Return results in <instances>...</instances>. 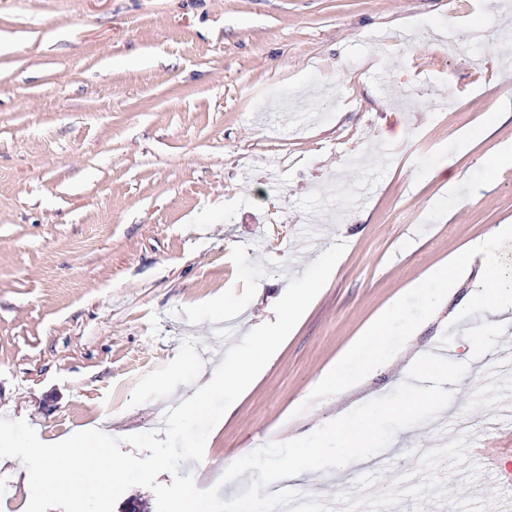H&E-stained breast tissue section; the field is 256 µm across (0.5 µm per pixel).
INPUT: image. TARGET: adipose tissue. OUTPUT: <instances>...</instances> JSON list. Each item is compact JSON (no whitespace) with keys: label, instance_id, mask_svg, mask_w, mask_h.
<instances>
[{"label":"adipose tissue","instance_id":"adipose-tissue-1","mask_svg":"<svg viewBox=\"0 0 512 512\" xmlns=\"http://www.w3.org/2000/svg\"><path fill=\"white\" fill-rule=\"evenodd\" d=\"M451 365V358L433 353L425 355L407 368L401 381V397L396 405H389L385 399L379 398L363 413L341 416L333 434L339 457L361 466L369 460L367 450L372 443L381 440L386 447H394L396 435L383 434L380 428L381 419L389 413L404 415L419 408H428L438 413L447 412L452 404L447 393L424 386L422 380L428 375L447 374Z\"/></svg>","mask_w":512,"mask_h":512}]
</instances>
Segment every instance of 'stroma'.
<instances>
[{"instance_id": "35a3bbf8", "label": "stroma", "mask_w": 512, "mask_h": 512, "mask_svg": "<svg viewBox=\"0 0 512 512\" xmlns=\"http://www.w3.org/2000/svg\"><path fill=\"white\" fill-rule=\"evenodd\" d=\"M512 0H0V416L43 440L164 429L226 349L275 321L290 277L342 261L210 432L201 489L373 396L445 331L472 342L453 413L347 473L373 512H486L512 467V381L490 313L455 323L474 260L387 370L317 402L315 380L449 255L512 224ZM236 312L224 313L225 302Z\"/></svg>"}]
</instances>
